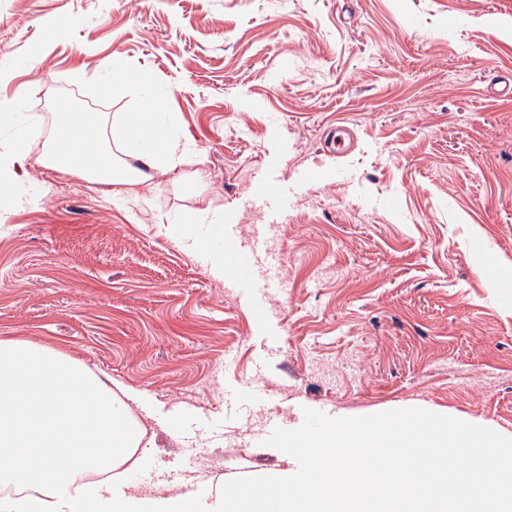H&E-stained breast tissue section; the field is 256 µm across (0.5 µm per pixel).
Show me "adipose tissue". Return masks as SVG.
<instances>
[{"label": "adipose tissue", "instance_id": "ef3b65f1", "mask_svg": "<svg viewBox=\"0 0 512 512\" xmlns=\"http://www.w3.org/2000/svg\"><path fill=\"white\" fill-rule=\"evenodd\" d=\"M145 94L146 110L122 113L100 138L97 118H61L48 160L124 198L190 161L180 118L167 111L145 70L121 71L102 85L120 98ZM143 433L98 376L47 348L0 340V512H185L180 496L115 494L112 481L134 463Z\"/></svg>", "mask_w": 512, "mask_h": 512}]
</instances>
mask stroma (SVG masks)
Segmentation results:
<instances>
[{
  "label": "stroma",
  "instance_id": "stroma-1",
  "mask_svg": "<svg viewBox=\"0 0 512 512\" xmlns=\"http://www.w3.org/2000/svg\"><path fill=\"white\" fill-rule=\"evenodd\" d=\"M288 70H280L281 58ZM0 142L29 154L0 203V340L56 350L145 394L151 445L120 492L220 498L289 476L263 446L304 409L420 407L512 432V0H0ZM149 69L192 161L139 197L46 167L59 97L103 127L141 104L99 85ZM343 124L356 142L325 146ZM293 185L258 325L249 292L189 245L190 216L263 223ZM184 224L187 240L171 237ZM255 195L267 208L268 222L282 223V218L288 209V183L277 178L259 181L255 187Z\"/></svg>",
  "mask_w": 512,
  "mask_h": 512
}]
</instances>
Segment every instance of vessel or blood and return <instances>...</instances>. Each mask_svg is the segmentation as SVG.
Instances as JSON below:
<instances>
[{"instance_id": "obj_1", "label": "vessel or blood", "mask_w": 512, "mask_h": 512, "mask_svg": "<svg viewBox=\"0 0 512 512\" xmlns=\"http://www.w3.org/2000/svg\"><path fill=\"white\" fill-rule=\"evenodd\" d=\"M255 195L266 207L269 223H281L288 209V184L284 180L271 178L259 181L255 187ZM239 219L237 213H225L221 220L220 247L224 252L227 272L234 277L241 287L247 288L251 294V308L256 319H263L265 309V290L254 285L251 268L254 251L264 244L263 231H256L251 247H238L234 244Z\"/></svg>"}]
</instances>
